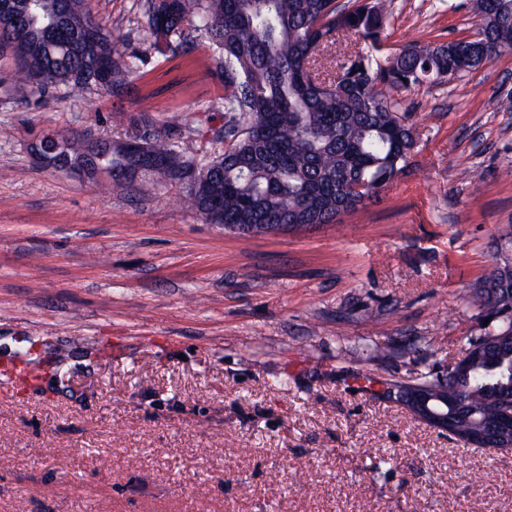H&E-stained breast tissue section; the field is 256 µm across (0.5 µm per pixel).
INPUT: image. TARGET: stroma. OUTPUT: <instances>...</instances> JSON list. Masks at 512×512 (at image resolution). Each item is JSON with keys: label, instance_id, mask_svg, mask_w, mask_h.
<instances>
[{"label": "stroma", "instance_id": "obj_1", "mask_svg": "<svg viewBox=\"0 0 512 512\" xmlns=\"http://www.w3.org/2000/svg\"><path fill=\"white\" fill-rule=\"evenodd\" d=\"M84 5L147 58L123 108L221 152L207 40L151 57L140 0ZM386 8L380 60L476 28L470 0ZM399 98L411 173L340 225L242 235L184 187L117 192L35 163L50 132L123 139L105 93L27 106L0 86V512H512V452L383 396L481 331L469 291L512 224V53ZM385 345L395 356L371 360Z\"/></svg>", "mask_w": 512, "mask_h": 512}]
</instances>
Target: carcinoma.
Returning a JSON list of instances; mask_svg holds the SVG:
<instances>
[{"label": "carcinoma", "mask_w": 512, "mask_h": 512, "mask_svg": "<svg viewBox=\"0 0 512 512\" xmlns=\"http://www.w3.org/2000/svg\"><path fill=\"white\" fill-rule=\"evenodd\" d=\"M58 0H14L27 15L18 29L0 27V52L15 68L0 71V84L21 102L63 85L73 93L96 87L113 98L128 94L140 58L122 53L111 39L85 34L83 0L57 14ZM150 46L176 55L201 32L210 40L224 76V126L212 141L221 153H187L175 133L162 131L150 111L127 115L130 134L110 141L112 153L100 171L112 187L126 189L139 174L187 189L185 202L211 224H244L260 231L277 224L340 223L342 217L379 198L405 174L416 145L410 116L392 95L425 84H441L480 69L512 51V0H472L480 38L464 50L452 42L415 41L376 63L370 55L346 60L339 75L322 76L328 48L362 40L377 44L386 25L383 0H172L171 17L159 0H144ZM56 19L67 36L45 23ZM110 53L108 84L93 78V58ZM60 142L65 160L87 163L88 147L70 134L46 135ZM142 143L131 152L128 145ZM497 262L476 281L470 303L481 319L499 315L512 327V224L498 231ZM465 358L446 373L418 370L406 381L436 384L466 402L471 417L454 434L467 435L483 421L512 409V341H495L489 329L467 337Z\"/></svg>", "instance_id": "carcinoma-1"}]
</instances>
